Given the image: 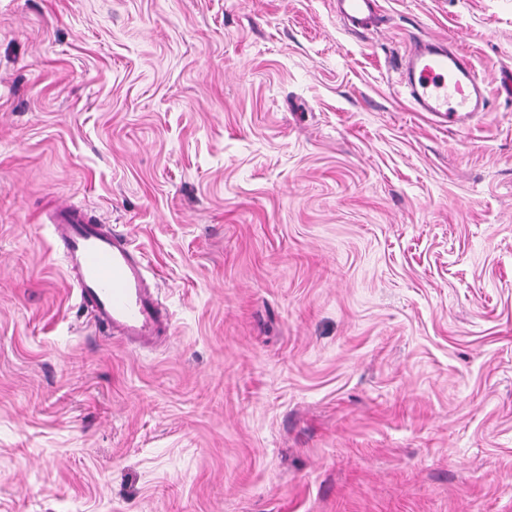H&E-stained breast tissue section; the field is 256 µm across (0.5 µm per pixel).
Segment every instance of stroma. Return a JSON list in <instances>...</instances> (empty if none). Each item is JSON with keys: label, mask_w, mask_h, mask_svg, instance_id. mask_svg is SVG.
Wrapping results in <instances>:
<instances>
[{"label": "stroma", "mask_w": 512, "mask_h": 512, "mask_svg": "<svg viewBox=\"0 0 512 512\" xmlns=\"http://www.w3.org/2000/svg\"><path fill=\"white\" fill-rule=\"evenodd\" d=\"M0 0V512H512V0ZM440 39L488 110L414 111ZM168 346L95 329L50 200ZM378 0H336V13L358 29H368L375 22ZM81 302L122 343L161 344L172 335L167 308L127 234L93 222L76 202L44 211Z\"/></svg>", "instance_id": "1"}]
</instances>
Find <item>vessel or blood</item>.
<instances>
[{"instance_id":"vessel-or-blood-1","label":"vessel or blood","mask_w":512,"mask_h":512,"mask_svg":"<svg viewBox=\"0 0 512 512\" xmlns=\"http://www.w3.org/2000/svg\"><path fill=\"white\" fill-rule=\"evenodd\" d=\"M378 10V0H336L340 18L358 29L372 26ZM399 70L414 111L457 123L487 109L484 79L445 41L416 42ZM44 219L62 248L73 288L97 324L125 344H161L171 337L169 313L127 234L93 222L72 201L50 206Z\"/></svg>"}]
</instances>
